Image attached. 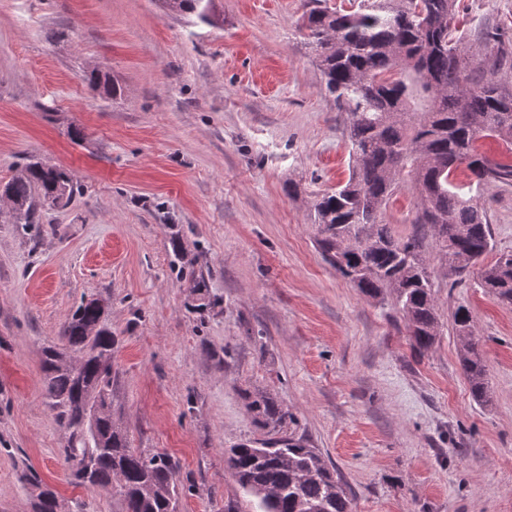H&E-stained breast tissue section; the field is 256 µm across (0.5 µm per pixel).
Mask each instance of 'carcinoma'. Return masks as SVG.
Listing matches in <instances>:
<instances>
[{"instance_id": "obj_1", "label": "carcinoma", "mask_w": 512, "mask_h": 512, "mask_svg": "<svg viewBox=\"0 0 512 512\" xmlns=\"http://www.w3.org/2000/svg\"><path fill=\"white\" fill-rule=\"evenodd\" d=\"M205 0H162L167 12L211 22ZM457 0H362L356 10L304 0L302 31L322 75V90L346 115L350 145L347 180L313 204L316 244L343 278L370 298L390 295L408 323L413 350L436 340L438 314L425 237L398 236L384 210L404 176L420 199L415 223L427 226L448 275L464 276L494 250L485 211L473 186L512 183V159L495 160L481 149L484 138L512 145V92L492 79L470 82L469 61L452 25ZM89 84L115 99L121 89L97 71ZM481 119L474 132L466 116ZM464 164L475 182L461 184ZM26 174L3 187L16 223L33 224L39 209L64 207L74 194L71 174L32 159ZM482 287L512 301V252L482 270ZM198 295L193 310L207 311L204 277H191ZM463 343L460 359L472 398L487 403L490 388L471 315H451ZM61 345L42 350L45 397L65 431L63 452L78 485L110 487L125 512H181L184 485L163 453L130 448L112 419L118 339L100 300L82 302L64 324ZM264 437L229 449L224 464L255 498L249 512H352L351 499L332 463L291 428L294 415L267 390L243 393ZM36 512H58L56 493L39 489Z\"/></svg>"}]
</instances>
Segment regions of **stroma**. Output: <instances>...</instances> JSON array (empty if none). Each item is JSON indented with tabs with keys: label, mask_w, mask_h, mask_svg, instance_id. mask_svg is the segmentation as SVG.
Returning <instances> with one entry per match:
<instances>
[{
	"label": "stroma",
	"mask_w": 512,
	"mask_h": 512,
	"mask_svg": "<svg viewBox=\"0 0 512 512\" xmlns=\"http://www.w3.org/2000/svg\"><path fill=\"white\" fill-rule=\"evenodd\" d=\"M457 5L464 41L494 26L512 57V0ZM209 8L207 24L155 0H0V185L33 155L78 185L27 227L0 205V512H34L30 468L59 512H124L115 492L74 484L45 402L41 350L88 298L108 304L118 338L112 417L131 448L179 464L182 512H247L224 451L257 435L241 397L252 388L294 414L353 512H512V304L488 295L480 268L453 280L429 249L439 334L415 352L392 299L363 295L314 241L312 204L347 179L350 155L303 43V0ZM94 67L120 98L83 80ZM476 200L496 251H512V183ZM418 204L403 184L386 223L418 232ZM190 272L215 302L201 315ZM460 306L486 405L461 366ZM451 318L457 335L463 343L460 359L470 394L475 401L487 403L490 398L489 381L479 343L474 336L470 312L464 307H458Z\"/></svg>",
	"instance_id": "obj_1"
}]
</instances>
